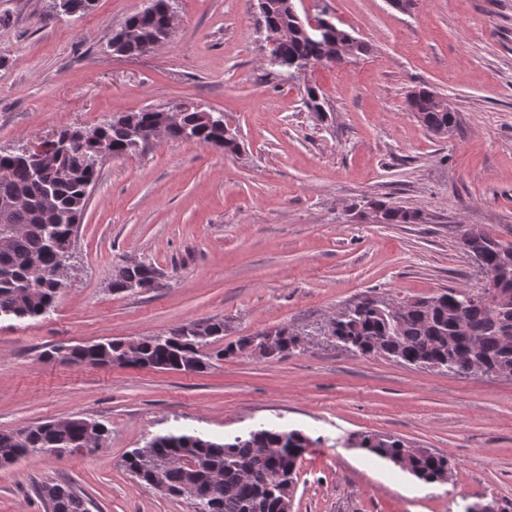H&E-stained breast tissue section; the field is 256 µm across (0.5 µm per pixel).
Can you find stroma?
<instances>
[{
	"label": "stroma",
	"mask_w": 512,
	"mask_h": 512,
	"mask_svg": "<svg viewBox=\"0 0 512 512\" xmlns=\"http://www.w3.org/2000/svg\"><path fill=\"white\" fill-rule=\"evenodd\" d=\"M170 39L113 53L110 39L143 0H94L83 16L56 0H0V151L143 108L194 103L223 113L240 151L159 139L106 160L77 229L54 308L0 321V431L78 415L105 424L92 453L38 455L0 467V512H47L46 482L91 512H189L141 485L124 455L153 436L216 440L265 426L313 445L291 512H512V377L458 376L355 355L316 330L367 295L426 297L479 288L464 251L475 225L512 242V0H295L328 11L365 50L287 80L265 62L253 0H169ZM319 87L323 112L303 104ZM428 86L458 115L427 131L408 96ZM420 210L379 224L375 202ZM150 262L158 288L111 290L116 270ZM224 322L232 342L289 326L314 333L284 358L242 353L201 372L86 368L60 347L155 336ZM401 439L457 466L427 484L351 444Z\"/></svg>",
	"instance_id": "1"
}]
</instances>
